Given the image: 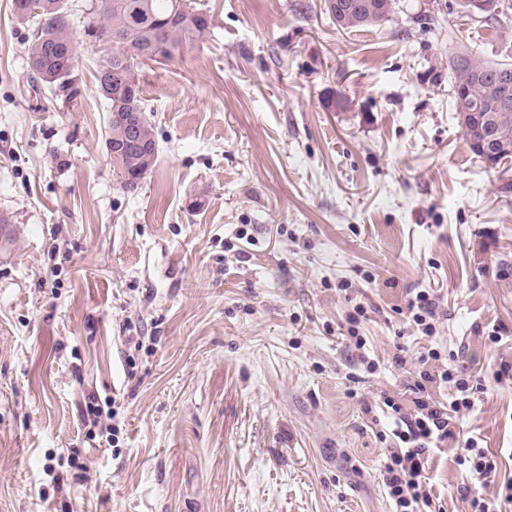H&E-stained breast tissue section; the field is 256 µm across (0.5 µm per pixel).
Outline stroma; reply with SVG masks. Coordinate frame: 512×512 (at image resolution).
Here are the masks:
<instances>
[{
	"label": "stroma",
	"mask_w": 512,
	"mask_h": 512,
	"mask_svg": "<svg viewBox=\"0 0 512 512\" xmlns=\"http://www.w3.org/2000/svg\"><path fill=\"white\" fill-rule=\"evenodd\" d=\"M200 2L208 37L142 68L157 154L130 193L105 149L99 47L66 101L28 80L31 31L0 0V214L17 233L0 256V512H390L376 405L411 397L421 290L437 343L485 381L461 426L496 454L480 492L497 493L512 170L471 151L448 59L512 63V0L499 21L394 0L356 31L323 0ZM360 304L379 368L352 384ZM108 401L115 444L87 437L88 405ZM454 456L433 450L427 476L445 512H470ZM408 310L411 321L417 331L421 332L427 338L435 337L438 320L432 308L429 293L423 290L417 292L415 298L409 300Z\"/></svg>",
	"instance_id": "stroma-1"
}]
</instances>
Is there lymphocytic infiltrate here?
<instances>
[{"mask_svg":"<svg viewBox=\"0 0 512 512\" xmlns=\"http://www.w3.org/2000/svg\"><path fill=\"white\" fill-rule=\"evenodd\" d=\"M422 369L411 386L414 398L404 405L391 396L382 404L393 420V448L382 468V481L391 512H444L438 507L426 480L428 459L433 449L456 439L460 416L471 412L484 386L460 369L449 367L448 353L440 348L421 352ZM438 384L449 387L452 399L441 404L432 399L428 388ZM457 464L472 484H486L496 471V462L477 438L468 437Z\"/></svg>","mask_w":512,"mask_h":512,"instance_id":"f902f5d3","label":"lymphocytic infiltrate"}]
</instances>
